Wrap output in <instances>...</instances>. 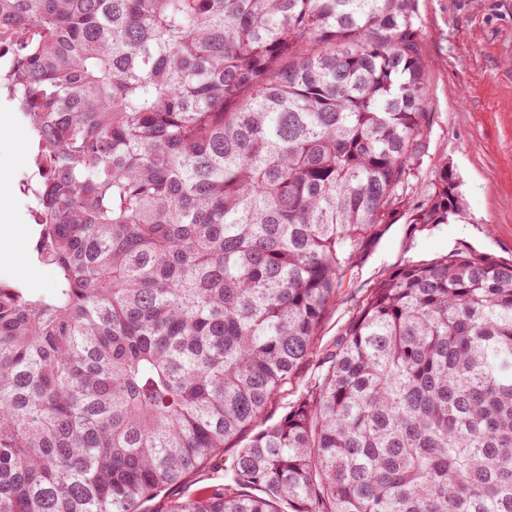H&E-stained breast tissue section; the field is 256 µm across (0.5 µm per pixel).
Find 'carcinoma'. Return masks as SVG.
<instances>
[{
  "label": "carcinoma",
  "instance_id": "carcinoma-1",
  "mask_svg": "<svg viewBox=\"0 0 512 512\" xmlns=\"http://www.w3.org/2000/svg\"><path fill=\"white\" fill-rule=\"evenodd\" d=\"M414 2L0 0L57 273L0 279V512H139L258 422L405 205ZM232 471L172 512H512V263L387 275Z\"/></svg>",
  "mask_w": 512,
  "mask_h": 512
}]
</instances>
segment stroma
Returning a JSON list of instances; mask_svg holds the SVG:
<instances>
[{
    "mask_svg": "<svg viewBox=\"0 0 512 512\" xmlns=\"http://www.w3.org/2000/svg\"><path fill=\"white\" fill-rule=\"evenodd\" d=\"M414 25L427 115L407 205L377 244L345 267L312 354L271 399L262 417L266 424L280 420L313 385L322 357L389 273L462 247L512 263V0H416ZM0 125L9 130L0 138V226L16 231L10 248L0 251V278L46 293L56 274L33 257L37 226L19 190L30 171V133L2 97ZM444 165L464 199L461 217L449 224H410V206L432 195ZM249 438L245 432L227 443L183 482L142 504L141 512H170L185 499L231 483L230 463Z\"/></svg>",
    "mask_w": 512,
    "mask_h": 512,
    "instance_id": "stroma-1",
    "label": "stroma"
}]
</instances>
